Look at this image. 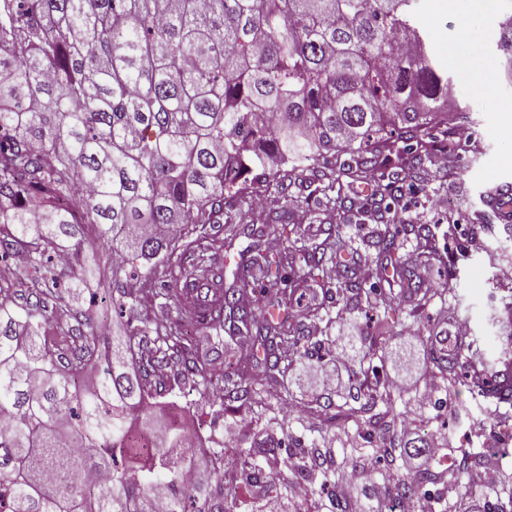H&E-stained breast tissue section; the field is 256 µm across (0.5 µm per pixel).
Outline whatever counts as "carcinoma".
I'll return each mask as SVG.
<instances>
[{"instance_id":"obj_1","label":"carcinoma","mask_w":512,"mask_h":512,"mask_svg":"<svg viewBox=\"0 0 512 512\" xmlns=\"http://www.w3.org/2000/svg\"><path fill=\"white\" fill-rule=\"evenodd\" d=\"M425 0H0V254L38 268L67 252L66 292L46 268L25 282L35 295L15 307L0 292V512H224L237 495L218 466L224 449L193 436L149 400L175 385L209 390L195 341L171 322L143 321L99 338L84 307L101 259L112 262L104 298L137 311L161 296L205 332L255 330L260 379L288 370L300 337L268 313L257 325L240 289L224 288L212 256L224 243L207 225L254 192L274 187L284 203L308 179L371 180L395 143L415 142L417 174L458 108L453 74L415 23ZM496 54L512 78V14ZM411 50L404 52L400 44ZM342 152L357 154L336 165ZM287 210L261 237L286 238L280 258L256 250L250 269L282 280L303 256L311 277L333 258L339 229L320 243L285 237ZM87 235L68 246L74 227ZM378 253L395 249L388 230ZM55 319L83 320L63 347L41 335ZM102 373L84 382L87 366ZM246 371L224 393L252 401ZM460 469L493 467L497 455L460 448ZM326 456L295 459L293 472ZM416 474L394 485L401 501L437 483Z\"/></svg>"}]
</instances>
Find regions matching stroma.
<instances>
[{
  "label": "stroma",
  "instance_id": "1",
  "mask_svg": "<svg viewBox=\"0 0 512 512\" xmlns=\"http://www.w3.org/2000/svg\"><path fill=\"white\" fill-rule=\"evenodd\" d=\"M504 4L505 0H492L488 9L474 18L469 0H455L451 5L446 0H427L418 17L443 55L458 30L471 24V38L463 49L484 56L486 67L453 90L454 99L471 108L470 141L455 143L446 168H438L435 159L426 160L424 177L397 198L392 222L397 248L393 253L380 256L362 244L363 237L379 221L377 215L363 209L372 184L341 179L337 191L356 204L352 212L341 216L331 215L329 208L322 206L319 183L294 187L298 201L297 208L290 211L294 236L314 243L320 241L323 230L341 226L336 256L343 262L342 274L333 279L309 277L299 258L287 269V285L264 282L252 288L251 294L258 311L276 308L288 293L294 311L316 307L329 313L331 322L327 325L312 317L300 322L304 335L321 330L328 336L321 352L313 356L297 354L292 370L277 383L261 386L259 403L246 411L230 401L221 404L201 399L185 387L166 394V402L177 407L183 427L224 428L226 462H233L241 448L284 449L294 440L314 443L319 451L331 452L341 469L354 471L359 495L372 497L374 487L386 474L383 463L365 465L363 460L346 457L342 446L350 434L371 445L381 439V429L370 413L356 410L354 397L367 393L375 380H387L392 372L391 348L411 331L433 336L463 320L471 335L480 339L483 363L502 368L504 350L511 341L501 333L500 322L506 307H512V282L502 280L500 270L512 267V220L502 218L491 196L500 187H512V139L503 130L512 122V86L490 57L489 47L496 37ZM273 205V195L265 193L260 201L251 203L245 215L234 216L242 232L213 259L224 272L225 287H235L237 269L255 244L252 230ZM452 220L457 223L453 233L448 230ZM421 225L428 227L434 237L431 256L421 264L425 279L434 285L433 292L426 296L407 288L394 272L396 263L418 256L416 233ZM476 234L484 241L483 250H473L469 245ZM363 268L374 273L376 293L368 300L351 297L344 289L345 282L357 280ZM237 339V333L227 330L217 336L199 335V353L209 359L213 372L219 374L239 366L244 352ZM345 339L357 352L348 368L350 392L337 395L326 388L308 387L304 367L330 363ZM476 392V387L461 375L454 386L441 393V407L420 403L414 388L392 393L388 401L398 414L395 430L402 442L428 443L433 433L439 432L452 449L450 455L439 456L435 462L445 482L432 500L434 512H446L450 506L455 512H467L471 500L490 507L512 497V452L499 455L495 470L500 481L494 488H484L475 480L466 485L455 477L454 448L486 451L499 446L500 417L476 399Z\"/></svg>",
  "mask_w": 512,
  "mask_h": 512
}]
</instances>
